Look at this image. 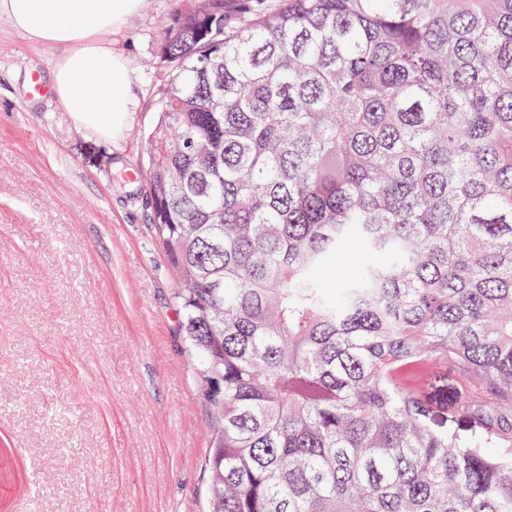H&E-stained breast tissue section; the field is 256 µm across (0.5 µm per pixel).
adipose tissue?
I'll return each instance as SVG.
<instances>
[{"label":"adipose tissue","mask_w":512,"mask_h":512,"mask_svg":"<svg viewBox=\"0 0 512 512\" xmlns=\"http://www.w3.org/2000/svg\"><path fill=\"white\" fill-rule=\"evenodd\" d=\"M145 0H0V17L17 31L66 52L53 65L50 85L72 121L104 140L121 136L132 107L126 59L99 33L121 28Z\"/></svg>","instance_id":"ef3b65f1"}]
</instances>
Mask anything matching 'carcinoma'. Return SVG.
I'll list each match as a JSON object with an SVG mask.
<instances>
[{"instance_id": "carcinoma-1", "label": "carcinoma", "mask_w": 512, "mask_h": 512, "mask_svg": "<svg viewBox=\"0 0 512 512\" xmlns=\"http://www.w3.org/2000/svg\"><path fill=\"white\" fill-rule=\"evenodd\" d=\"M172 30L145 181L206 512H512V0H203Z\"/></svg>"}]
</instances>
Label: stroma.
<instances>
[{
    "mask_svg": "<svg viewBox=\"0 0 512 512\" xmlns=\"http://www.w3.org/2000/svg\"><path fill=\"white\" fill-rule=\"evenodd\" d=\"M186 0L106 35L134 107L105 142L31 72L59 52L0 18V512H203L211 417L149 222L145 140Z\"/></svg>",
    "mask_w": 512,
    "mask_h": 512,
    "instance_id": "35a3bbf8",
    "label": "stroma"
}]
</instances>
